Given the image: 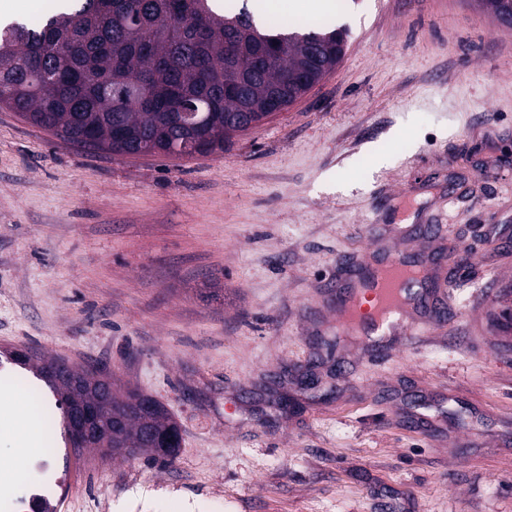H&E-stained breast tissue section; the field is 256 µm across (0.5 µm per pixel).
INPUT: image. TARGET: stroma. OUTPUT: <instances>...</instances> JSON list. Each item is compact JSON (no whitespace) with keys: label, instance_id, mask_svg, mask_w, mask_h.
Segmentation results:
<instances>
[{"label":"stroma","instance_id":"1","mask_svg":"<svg viewBox=\"0 0 512 512\" xmlns=\"http://www.w3.org/2000/svg\"><path fill=\"white\" fill-rule=\"evenodd\" d=\"M335 71L208 156L64 143L0 108V466L18 416L65 442L17 348L109 365L176 458L92 452L58 512H512V28L469 0H333ZM455 243L446 320L374 356L317 304L338 257Z\"/></svg>","mask_w":512,"mask_h":512}]
</instances>
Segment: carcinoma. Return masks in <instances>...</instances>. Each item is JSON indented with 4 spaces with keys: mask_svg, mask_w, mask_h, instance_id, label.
<instances>
[{
    "mask_svg": "<svg viewBox=\"0 0 512 512\" xmlns=\"http://www.w3.org/2000/svg\"><path fill=\"white\" fill-rule=\"evenodd\" d=\"M347 30L274 25L247 5L223 0H64L38 27L0 30V107L65 143L118 155L192 157L224 151V122L248 125L302 97L340 62ZM62 409H97L114 444L101 457L138 448L176 455L180 427L138 388L101 391L103 366L14 349Z\"/></svg>",
    "mask_w": 512,
    "mask_h": 512,
    "instance_id": "obj_1",
    "label": "carcinoma"
}]
</instances>
